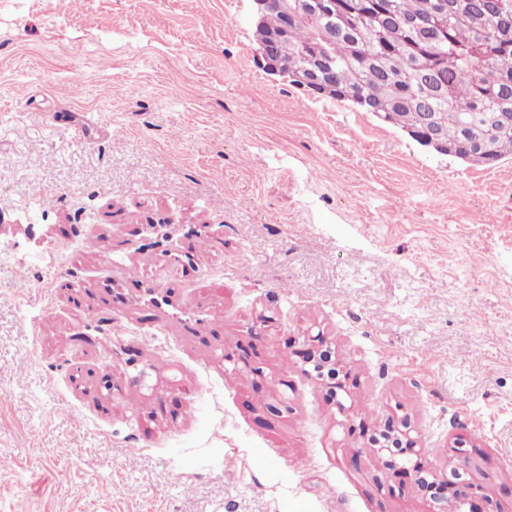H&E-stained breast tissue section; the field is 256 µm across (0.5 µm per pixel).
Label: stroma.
<instances>
[{
  "label": "stroma",
  "instance_id": "35a3bbf8",
  "mask_svg": "<svg viewBox=\"0 0 512 512\" xmlns=\"http://www.w3.org/2000/svg\"><path fill=\"white\" fill-rule=\"evenodd\" d=\"M252 14L0 0V512H432L458 438L512 512V160L268 74Z\"/></svg>",
  "mask_w": 512,
  "mask_h": 512
}]
</instances>
